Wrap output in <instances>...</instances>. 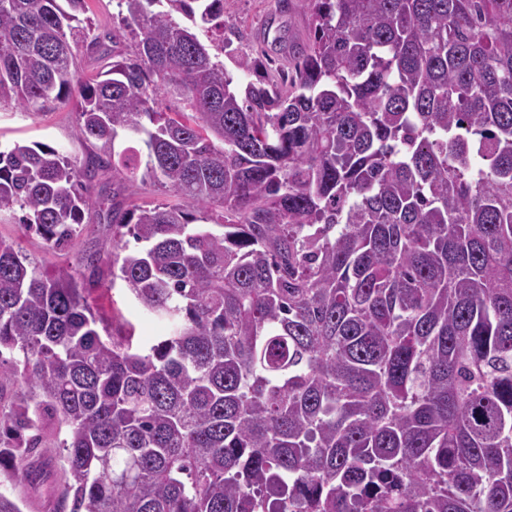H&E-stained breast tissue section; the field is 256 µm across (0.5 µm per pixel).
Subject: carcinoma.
I'll return each instance as SVG.
<instances>
[{
	"label": "carcinoma",
	"instance_id": "cac0c4a2",
	"mask_svg": "<svg viewBox=\"0 0 512 512\" xmlns=\"http://www.w3.org/2000/svg\"><path fill=\"white\" fill-rule=\"evenodd\" d=\"M115 3L101 36L0 0V104L81 85L87 149H0V223L60 249L120 174L105 290L166 334L101 335L0 237V512L45 455L53 512H512V0H300L254 80L199 37L224 0ZM138 181L173 200L117 201Z\"/></svg>",
	"mask_w": 512,
	"mask_h": 512
}]
</instances>
